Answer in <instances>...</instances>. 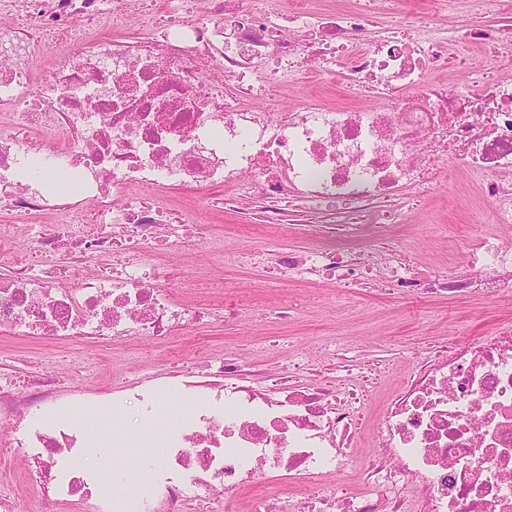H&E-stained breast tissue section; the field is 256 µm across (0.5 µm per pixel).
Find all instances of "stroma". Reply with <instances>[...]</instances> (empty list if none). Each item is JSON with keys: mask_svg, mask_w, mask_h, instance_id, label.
Here are the masks:
<instances>
[{"mask_svg": "<svg viewBox=\"0 0 512 512\" xmlns=\"http://www.w3.org/2000/svg\"><path fill=\"white\" fill-rule=\"evenodd\" d=\"M446 181L447 190L409 212L395 233L416 263L448 272L461 240L477 237L488 225L490 206L468 172L448 167ZM209 195L206 189L172 186L161 191L162 199L172 205H199L202 220L223 236L226 255L225 263H217L197 240L173 248L168 261L189 270L192 286L187 289L177 283L170 291L192 304L203 299L214 301L218 298L216 285L222 282L235 287L240 297L263 307L264 316L200 325L167 341L133 344L106 345L90 340L33 343L0 330V367L20 375L52 373L94 398L111 387L113 378L129 372L146 381L227 352L254 369H274L295 362L299 354L318 353L322 343L332 340L338 364L372 360L388 364L384 385L389 388L403 379L415 353L429 342H469L484 336L490 327H512V305L390 299L368 290L345 292L314 286L294 275L272 281L260 269L239 262V255L316 247L322 242L319 225L295 218L282 230L247 226L238 223L233 214L214 216L202 209ZM184 411L183 403L175 401L147 415L132 398L122 411L106 413L103 420L136 435L149 432L159 437ZM23 466L20 454L10 465H0V496L13 500L15 512H90L74 502L43 506L37 491L24 484Z\"/></svg>", "mask_w": 512, "mask_h": 512, "instance_id": "1", "label": "stroma"}]
</instances>
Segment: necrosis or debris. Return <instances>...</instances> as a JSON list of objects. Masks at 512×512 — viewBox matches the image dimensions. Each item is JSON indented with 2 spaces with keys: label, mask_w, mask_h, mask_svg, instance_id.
Segmentation results:
<instances>
[{
  "label": "necrosis or debris",
  "mask_w": 512,
  "mask_h": 512,
  "mask_svg": "<svg viewBox=\"0 0 512 512\" xmlns=\"http://www.w3.org/2000/svg\"><path fill=\"white\" fill-rule=\"evenodd\" d=\"M128 0H0V242L42 215L53 233L0 274V328L39 341L110 342L150 337L238 315L175 303L164 289L187 277L161 262L186 237L211 252L191 211L159 195L166 186L225 188L215 211L244 224L287 223L302 213L340 247L247 255L268 272L345 290L365 284L387 295L448 296L499 304L512 295V17L467 29L422 13L398 24L396 0H358L321 9L295 0H168L146 8L125 34ZM377 35L362 40L365 27ZM481 51L476 79L446 86L434 75L459 66L464 47ZM49 56L51 76L34 78ZM342 79L350 105L316 100L247 110L307 73ZM68 141L46 150L33 139L59 127ZM474 172L492 204L491 231L461 243L453 273L411 263L389 231L436 194L445 158ZM75 171L76 197L50 196L38 171ZM80 259L94 273L64 287ZM256 372L237 357L159 374L153 404L189 399L167 434L159 463L119 488L91 462L92 437L111 436L116 454L150 447L121 430L88 436V407L120 409L132 379L90 401L51 377L29 390L0 377V459L23 451L27 479L45 503L90 504L92 512H512V328L465 344H431L403 382L382 392L385 366L364 363L343 383L317 374ZM369 446L360 457L361 446ZM338 477L336 488L320 484ZM284 491L271 499L267 478Z\"/></svg>",
  "instance_id": "1"
}]
</instances>
